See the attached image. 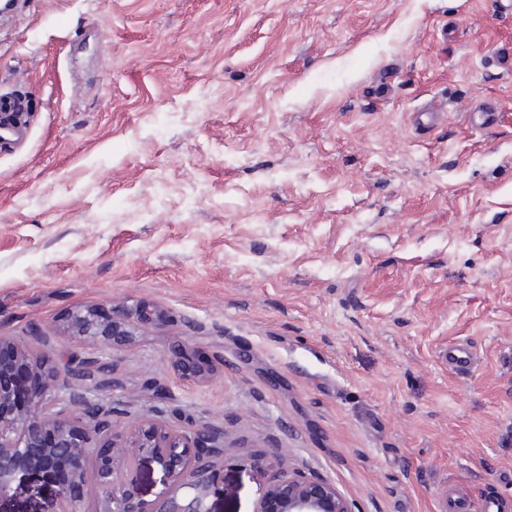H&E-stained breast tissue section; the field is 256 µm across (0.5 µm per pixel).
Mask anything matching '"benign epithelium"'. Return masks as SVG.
<instances>
[{
  "label": "benign epithelium",
  "mask_w": 512,
  "mask_h": 512,
  "mask_svg": "<svg viewBox=\"0 0 512 512\" xmlns=\"http://www.w3.org/2000/svg\"><path fill=\"white\" fill-rule=\"evenodd\" d=\"M73 336L108 347L130 333L121 315L99 310L78 313ZM39 380L23 408H17L8 376L17 369ZM96 359L81 358L63 372L30 358L27 350L0 338V496L30 472L51 477L62 503L59 512H211V468L224 455L222 433L208 427L177 429L147 411L125 434L113 432V412L93 393ZM156 468L161 490L141 498L134 473ZM97 506L87 507L88 478ZM253 512H351L336 486L322 479L288 474L274 479Z\"/></svg>",
  "instance_id": "benign-epithelium-1"
}]
</instances>
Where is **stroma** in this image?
<instances>
[{"label": "stroma", "instance_id": "35a3bbf8", "mask_svg": "<svg viewBox=\"0 0 512 512\" xmlns=\"http://www.w3.org/2000/svg\"><path fill=\"white\" fill-rule=\"evenodd\" d=\"M0 88L33 109L0 144V336L98 358L117 429L221 426L212 512L285 470L352 512H443L451 483L512 503L511 10L26 0ZM94 308L132 336L73 339ZM56 490L26 475L0 512H58ZM444 358L448 367L460 374L471 372L476 364L475 353L468 344L461 342L449 345Z\"/></svg>", "mask_w": 512, "mask_h": 512}]
</instances>
